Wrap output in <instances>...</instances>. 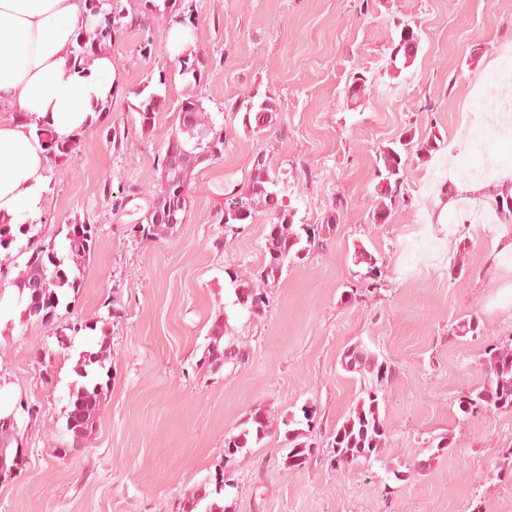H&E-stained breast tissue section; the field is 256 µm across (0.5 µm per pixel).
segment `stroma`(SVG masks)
Masks as SVG:
<instances>
[{
    "mask_svg": "<svg viewBox=\"0 0 512 512\" xmlns=\"http://www.w3.org/2000/svg\"><path fill=\"white\" fill-rule=\"evenodd\" d=\"M122 4L143 24L113 36L114 93L71 161L51 162L41 206L40 228L56 249L65 224L98 229L80 286L42 325L21 320L10 278L0 279V406L37 410L24 421L19 473L0 483V512H176L213 477L225 436L258 408L274 427L241 458L229 512H512V411L466 419L457 405L460 392L482 384L485 349L512 344V306L491 305L503 282L492 230L462 224L450 236L427 223L446 152L420 151L431 135L447 143L467 134L463 107L479 111L475 86L497 79L488 59L512 64V0H196L206 65L190 87L167 47V17L141 12L137 0ZM406 27L418 50L396 72L386 61ZM358 72L368 82L354 107L345 90ZM143 86L161 100L149 132L134 94ZM189 93L223 120L224 156L196 169L186 223L150 243L131 227L156 187L162 135ZM267 97L281 107L279 124L246 131L230 104ZM403 135L406 200L375 224L379 151ZM260 151L287 181L297 220L317 225L320 239L268 283L261 317L230 316L249 357L213 374L199 360L229 300L224 271L258 267L267 234L258 223L228 236L213 217L247 184ZM107 182L133 199L113 209ZM359 246L387 282L357 298ZM468 317L481 333L457 335ZM77 321L86 330L62 346L57 333ZM103 335L112 344L105 409L80 451L59 458L78 354ZM356 344L392 370L380 404L386 437L381 460L340 470L330 442L360 389L341 366ZM309 405L318 449L290 472L282 421ZM443 436L450 446L439 453Z\"/></svg>",
    "mask_w": 512,
    "mask_h": 512,
    "instance_id": "1",
    "label": "stroma"
}]
</instances>
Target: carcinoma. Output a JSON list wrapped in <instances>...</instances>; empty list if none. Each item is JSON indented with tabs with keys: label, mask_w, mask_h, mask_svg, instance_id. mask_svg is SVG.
<instances>
[{
	"label": "carcinoma",
	"mask_w": 512,
	"mask_h": 512,
	"mask_svg": "<svg viewBox=\"0 0 512 512\" xmlns=\"http://www.w3.org/2000/svg\"><path fill=\"white\" fill-rule=\"evenodd\" d=\"M90 15H103V20L94 28L83 30L77 37L75 53L83 61L91 59L102 47L112 42L113 34L122 27L140 24L138 14H128L121 6V0H86ZM415 51L400 44L392 45L389 65L396 67L401 62L409 64ZM179 74L191 81L199 80L197 71L204 63L200 50L189 52L184 58L177 59ZM136 96L142 97L138 112L144 127L151 125L152 115L161 99L145 88L134 90ZM232 110L243 111L242 124L247 131H256V116L260 112H277V103L268 97L262 101H249L245 105L232 104ZM189 114L191 124L179 122L168 133L182 142L186 154L182 155L181 169L184 175H193L195 169L204 163L201 152L215 148L224 153L227 133L224 123L212 118L195 95H186L178 107V115ZM203 130L209 138L198 140L197 132ZM76 138L56 140L50 145V153L55 158L67 162L73 157ZM409 142L403 138L380 150L381 168L377 170L379 181L388 185H377L376 208L372 214V223L384 224L393 209L404 201L401 187L405 177L403 152L408 150ZM271 161L266 153L258 152L253 160L252 174L246 187L240 191L241 215L231 212H219L215 219L224 225V233L234 232L235 224H254L263 221L268 226L264 258L261 265L251 275L244 276L237 270H225L228 278L232 306L245 311L251 317H260L268 299L261 285L281 276L285 263L305 259V251L316 242L315 224H297V210L290 205L286 195L287 186L280 185L278 177L270 174ZM181 182L170 175L160 174L152 201L141 225H133L131 231L144 241L156 242L173 231L170 225L156 219L158 210L169 200L184 195L183 212L190 213L193 184L180 189ZM276 194L275 205H270L269 194ZM78 224L65 227V249L59 251L51 242L41 237L37 222L25 224H7L0 222V275L12 262L11 250L19 247V253L27 255L23 268L17 271L12 285L18 292L21 306V318L26 321H40L44 324L53 322V318L34 312L38 305L54 310L62 304L66 291L79 287L81 269L94 250L95 243L84 239L72 238ZM353 263L360 268L358 276L367 282L370 288H380L384 282L385 271L378 266V259L362 247L355 248ZM247 347L239 339L231 336L227 311H218L208 331L207 344L203 350L202 365L211 372H217L224 364L245 360ZM112 361V347L108 336L104 335L96 346L83 350L75 366V374L82 383L69 391L63 432L72 438L74 445H79L93 430L105 401L107 385L101 381L102 376H111L107 364ZM480 365L485 379L479 388L462 393L458 398V410L464 417L474 416L488 411H502L512 408V347L492 345L485 349V356ZM342 368L365 382L361 386L352 412L336 427L332 434L333 465L346 468L354 463L369 462L380 456L383 449L386 429L380 419V401L383 400L385 384L391 378L388 364L379 360L376 353L364 345L348 348L341 358ZM273 422L261 410L252 412L241 423L240 430L224 438V464L215 471L213 478L202 487L193 490L178 504V512H224V495L226 490L234 487L231 482L232 471L239 463L244 450L270 434ZM303 434L297 429L286 431L288 454L284 459V468L290 472L304 468L314 455L310 443L302 440ZM0 448L5 449L7 468L20 469L23 456L18 451L17 440L0 428Z\"/></svg>",
	"instance_id": "1"
}]
</instances>
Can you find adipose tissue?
I'll use <instances>...</instances> for the list:
<instances>
[{
    "instance_id": "obj_1",
    "label": "adipose tissue",
    "mask_w": 512,
    "mask_h": 512,
    "mask_svg": "<svg viewBox=\"0 0 512 512\" xmlns=\"http://www.w3.org/2000/svg\"><path fill=\"white\" fill-rule=\"evenodd\" d=\"M86 0H0V218L12 224L35 219L41 210L50 156L49 138L71 137L90 125L96 106L112 88L114 67L108 52L79 62L76 38L87 27ZM496 106L473 113L470 129L512 140V83L495 87ZM448 179L454 194L431 189L429 223L446 229L461 224L492 227V249L499 267L512 274V227L502 223L491 203L512 179V152L483 150L472 139L455 136L448 145ZM475 175L461 177V169ZM482 212H475V204Z\"/></svg>"
}]
</instances>
